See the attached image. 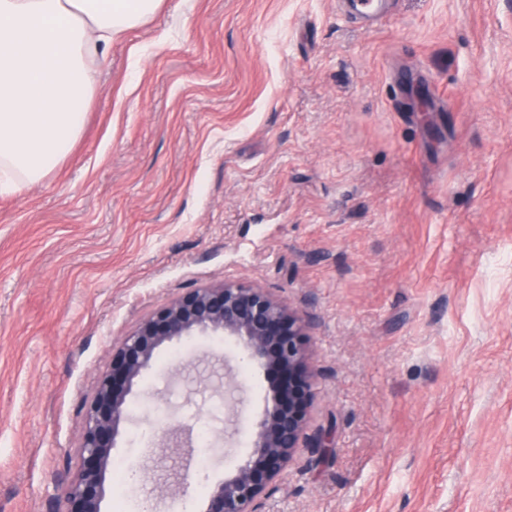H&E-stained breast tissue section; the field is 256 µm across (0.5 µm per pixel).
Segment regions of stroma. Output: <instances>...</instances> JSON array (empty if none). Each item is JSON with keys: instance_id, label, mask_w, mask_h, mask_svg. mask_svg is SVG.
Returning <instances> with one entry per match:
<instances>
[{"instance_id": "obj_1", "label": "stroma", "mask_w": 512, "mask_h": 512, "mask_svg": "<svg viewBox=\"0 0 512 512\" xmlns=\"http://www.w3.org/2000/svg\"><path fill=\"white\" fill-rule=\"evenodd\" d=\"M382 11L165 0L113 42L65 162L0 198V512H50L113 344L224 280L308 315L334 433L266 512H512V0ZM242 356L160 350L112 453L129 512H204L250 451L267 381ZM200 421L207 448L159 446Z\"/></svg>"}]
</instances>
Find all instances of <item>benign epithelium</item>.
<instances>
[{
    "label": "benign epithelium",
    "mask_w": 512,
    "mask_h": 512,
    "mask_svg": "<svg viewBox=\"0 0 512 512\" xmlns=\"http://www.w3.org/2000/svg\"><path fill=\"white\" fill-rule=\"evenodd\" d=\"M310 322L259 285L217 282L182 293L143 319L112 346V358L80 424L75 478L62 488L63 512H102L106 478L130 398L158 351L189 336L239 342L247 362L263 370L267 408L251 451L209 494L206 512H265L285 468L302 451L323 456L332 430L309 433L316 370L309 355Z\"/></svg>",
    "instance_id": "7a95c632"
}]
</instances>
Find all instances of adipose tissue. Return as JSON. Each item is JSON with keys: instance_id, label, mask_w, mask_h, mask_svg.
<instances>
[{"instance_id": "1", "label": "adipose tissue", "mask_w": 512, "mask_h": 512, "mask_svg": "<svg viewBox=\"0 0 512 512\" xmlns=\"http://www.w3.org/2000/svg\"><path fill=\"white\" fill-rule=\"evenodd\" d=\"M164 0H0V197L49 176L81 134L116 39Z\"/></svg>"}]
</instances>
